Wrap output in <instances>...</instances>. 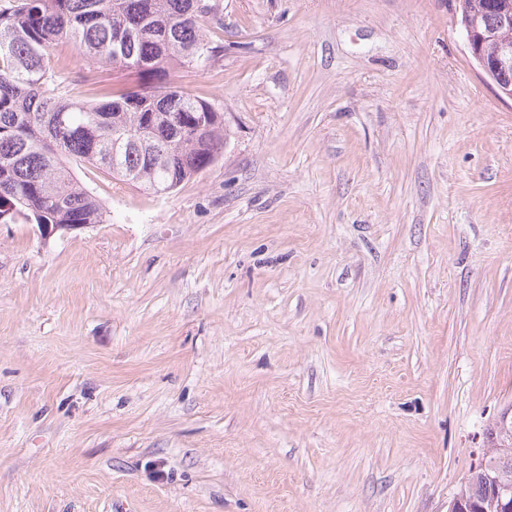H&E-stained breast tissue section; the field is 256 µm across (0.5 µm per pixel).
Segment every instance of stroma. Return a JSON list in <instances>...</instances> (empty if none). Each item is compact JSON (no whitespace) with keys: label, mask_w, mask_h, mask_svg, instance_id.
Wrapping results in <instances>:
<instances>
[{"label":"stroma","mask_w":512,"mask_h":512,"mask_svg":"<svg viewBox=\"0 0 512 512\" xmlns=\"http://www.w3.org/2000/svg\"><path fill=\"white\" fill-rule=\"evenodd\" d=\"M224 154L0 223V512H447L512 402V105L456 0H212Z\"/></svg>","instance_id":"stroma-1"}]
</instances>
